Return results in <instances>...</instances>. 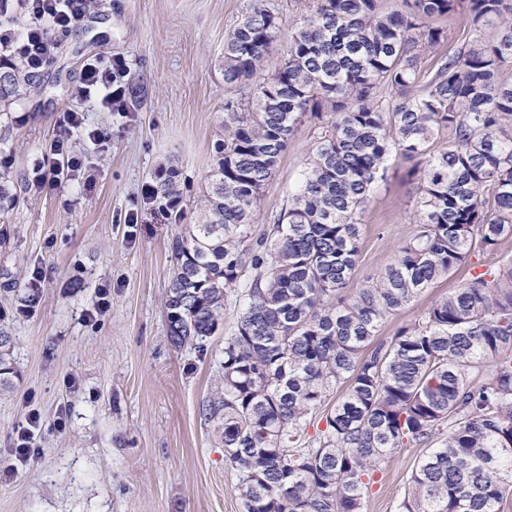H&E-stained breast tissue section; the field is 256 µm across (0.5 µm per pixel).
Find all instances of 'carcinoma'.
Listing matches in <instances>:
<instances>
[{
	"label": "carcinoma",
	"instance_id": "obj_1",
	"mask_svg": "<svg viewBox=\"0 0 512 512\" xmlns=\"http://www.w3.org/2000/svg\"><path fill=\"white\" fill-rule=\"evenodd\" d=\"M278 68L263 76L282 17L249 0L224 35V134L196 222L171 242L168 336L197 348L227 292L243 309L224 342V389L202 408L236 470L244 512H363L364 477L425 447L399 512H499L512 497V260L475 264L512 237V0H309ZM463 16L448 44L434 23ZM0 104L35 83L0 63ZM318 141L270 231L253 236L263 187L294 131ZM450 141L433 153L442 133ZM414 162L419 228L371 285L347 295L365 204L392 153ZM182 195L171 166L157 187ZM469 277L392 340L380 323L459 268ZM250 276L242 280L245 269ZM12 338L0 331V387ZM493 371L483 376L486 362ZM344 388L309 437L328 393ZM437 22L448 30V50H455L470 34V26L463 17H443Z\"/></svg>",
	"mask_w": 512,
	"mask_h": 512
}]
</instances>
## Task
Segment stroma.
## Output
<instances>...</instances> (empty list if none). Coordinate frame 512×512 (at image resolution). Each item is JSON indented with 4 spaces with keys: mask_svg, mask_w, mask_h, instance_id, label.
Here are the masks:
<instances>
[{
    "mask_svg": "<svg viewBox=\"0 0 512 512\" xmlns=\"http://www.w3.org/2000/svg\"><path fill=\"white\" fill-rule=\"evenodd\" d=\"M246 4L93 0L29 93L0 112V176L21 181L24 196L0 214V328L13 338L10 386L0 391V469L29 412L41 416L37 455L0 472V512H244L236 472L201 412L221 385L240 300L229 293L218 331L200 350L171 345L165 300L170 243L196 215L223 131L224 35ZM103 53L126 63L120 112L77 93L83 64ZM68 110L108 138L94 144L74 135L82 169L59 186H39L35 163ZM317 135L308 123L295 130L263 188L255 235L298 186ZM170 166L189 188L164 212L143 189ZM387 166L362 214L355 290L375 281L416 229L411 164L394 155ZM131 212L137 223H125ZM38 269L46 274L38 300L19 314ZM460 280L453 275L388 316L378 341H390ZM104 283L110 309L96 318ZM424 452L404 448L376 469L365 512H399Z\"/></svg>",
    "mask_w": 512,
    "mask_h": 512,
    "instance_id": "35a3bbf8",
    "label": "stroma"
}]
</instances>
